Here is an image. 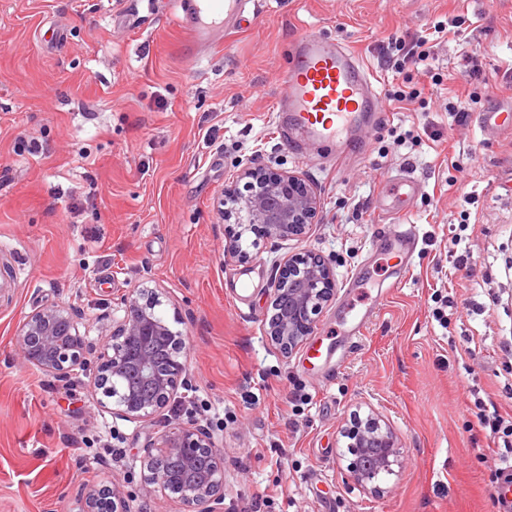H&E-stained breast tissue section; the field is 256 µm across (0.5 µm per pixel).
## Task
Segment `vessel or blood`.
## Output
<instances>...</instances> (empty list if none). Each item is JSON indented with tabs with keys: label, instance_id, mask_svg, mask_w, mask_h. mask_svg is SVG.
<instances>
[{
	"label": "vessel or blood",
	"instance_id": "vessel-or-blood-1",
	"mask_svg": "<svg viewBox=\"0 0 512 512\" xmlns=\"http://www.w3.org/2000/svg\"><path fill=\"white\" fill-rule=\"evenodd\" d=\"M244 10L245 0H175L186 60L195 62L238 29ZM290 52L280 75L286 95L274 105L282 143L305 137L346 150L364 114L381 109L372 71L348 47L315 33L301 35Z\"/></svg>",
	"mask_w": 512,
	"mask_h": 512
}]
</instances>
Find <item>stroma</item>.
Here are the masks:
<instances>
[{
    "label": "stroma",
    "instance_id": "obj_1",
    "mask_svg": "<svg viewBox=\"0 0 512 512\" xmlns=\"http://www.w3.org/2000/svg\"><path fill=\"white\" fill-rule=\"evenodd\" d=\"M248 7L256 22L191 64L172 0H0V512H77L92 481L121 485L127 512H182L141 493L143 446L190 416L224 450V512H497L512 466L476 412L512 424V132L479 120L512 101V0ZM308 31L360 54L383 103L342 165L327 145L286 148L274 123ZM416 37L425 61L384 66ZM246 164L296 173L320 206L303 238L257 236L240 263L217 209ZM398 168L420 185L401 218L378 209ZM411 224L408 256L390 242ZM304 251L335 271L306 340L332 352L316 368L265 339L271 280ZM133 291L186 338L188 381L151 423L100 407L96 355L64 384L15 343L34 308L64 304L103 347ZM356 416L397 437L378 495L347 473Z\"/></svg>",
    "mask_w": 512,
    "mask_h": 512
}]
</instances>
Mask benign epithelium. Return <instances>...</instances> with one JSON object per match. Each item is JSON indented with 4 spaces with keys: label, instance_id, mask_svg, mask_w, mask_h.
I'll list each match as a JSON object with an SVG mask.
<instances>
[{
    "label": "benign epithelium",
    "instance_id": "obj_1",
    "mask_svg": "<svg viewBox=\"0 0 512 512\" xmlns=\"http://www.w3.org/2000/svg\"><path fill=\"white\" fill-rule=\"evenodd\" d=\"M242 171L252 178V192L239 198L234 190H225L221 219L235 218L244 232L261 224L270 239L306 234L319 200L297 175L249 166ZM284 267L271 282L272 314L265 337L269 346L288 357L311 335L316 316L331 301L334 270L328 259L311 251L288 257ZM108 331L111 343L103 348L93 386L113 400V408L102 400L99 404L125 420L150 423L169 405L186 372L181 360L172 366L156 363L157 345L166 344L179 358L185 337L171 331L156 314L155 305L140 302L135 292L112 309ZM16 344L26 365L65 382L83 367L84 354L93 347L79 331L77 311L59 304L25 316L17 327ZM115 380L127 383L128 391L121 397L114 395L111 382ZM347 435L350 478L371 493L380 492V475L390 472L397 461L396 436L374 418L355 421ZM174 457L182 463L174 474L153 466L157 460ZM145 466L142 488L146 495L164 494L179 503L183 512H224V449L216 446L206 426L197 421L171 424L147 442ZM104 505L108 512H126L121 486L86 485L78 512H102Z\"/></svg>",
    "mask_w": 512,
    "mask_h": 512
}]
</instances>
